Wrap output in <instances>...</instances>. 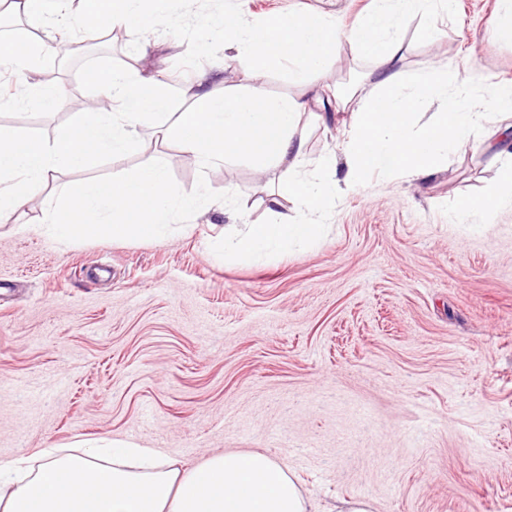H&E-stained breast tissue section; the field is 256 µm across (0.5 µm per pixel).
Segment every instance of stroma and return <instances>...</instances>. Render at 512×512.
I'll return each mask as SVG.
<instances>
[{
	"instance_id": "35a3bbf8",
	"label": "stroma",
	"mask_w": 512,
	"mask_h": 512,
	"mask_svg": "<svg viewBox=\"0 0 512 512\" xmlns=\"http://www.w3.org/2000/svg\"><path fill=\"white\" fill-rule=\"evenodd\" d=\"M374 0H175L164 21L146 11L96 48L70 4L74 57L106 53L157 76L193 111L192 73L224 53L199 45L201 26L233 15L261 23L322 15L349 30ZM501 0L433 5L429 40L400 17L399 67L475 73L472 95L512 86V41L488 34ZM65 110L0 100V125L46 135L83 113L76 68L56 65ZM371 61L343 42L320 70L293 78L288 62L259 75L266 92L300 99V172L313 173L342 126L329 92L361 84ZM507 118L488 109L476 147L416 181L374 178L336 196L319 241L270 262L225 258V237L274 212L308 211L282 193L281 171L247 158L202 169L179 142L139 128L141 146L95 167L55 170L42 192L0 222V460L51 445L112 442L154 449L190 470L229 450L284 461L321 505L367 498L373 512H512V207L488 223H454L455 204L484 193L512 158ZM165 161L182 191L198 178L235 191L244 214L198 211L154 239L57 242L30 232L52 198L78 182ZM279 207H272V200Z\"/></svg>"
}]
</instances>
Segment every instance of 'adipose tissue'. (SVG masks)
<instances>
[{
  "instance_id": "obj_1",
  "label": "adipose tissue",
  "mask_w": 512,
  "mask_h": 512,
  "mask_svg": "<svg viewBox=\"0 0 512 512\" xmlns=\"http://www.w3.org/2000/svg\"><path fill=\"white\" fill-rule=\"evenodd\" d=\"M70 0H11L25 14L50 23L44 38L9 51L8 62L22 92L17 99L46 109L58 108L59 92L33 82L58 34L69 26ZM430 0H377L375 9L349 32L322 17L291 15L253 25L225 18V63L288 59L318 68L336 54L342 39L356 42L373 62L367 77L379 94L362 98L350 84L333 90L337 111L348 114L349 134L340 153L322 156L309 180L292 167L304 154L295 131L305 103L267 95L262 84L247 93L222 98L205 92L208 75L196 80L198 108L179 113L162 131L206 163H224L246 155L263 167L282 171L283 191L300 200L314 222L251 224L224 245V254L241 262L269 260L315 242L327 227L318 223L340 188L354 189L374 174L409 177L433 174L449 153L472 143L484 120L470 100L472 79L459 69L431 70L409 79L398 67L400 43L391 30L397 17L423 14V33L436 29L428 20ZM434 108L431 122L417 129L415 117ZM512 206V165L502 167L498 185L455 207L460 221L494 215ZM0 512H318L286 463L262 452H224L193 470L159 458L148 448L64 454L43 449L39 463L24 472L19 459L0 461Z\"/></svg>"
}]
</instances>
